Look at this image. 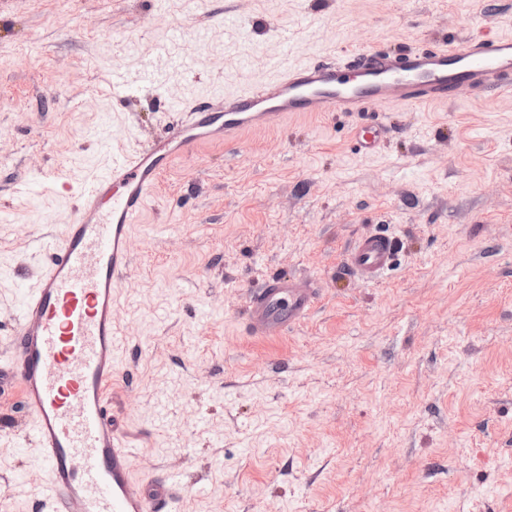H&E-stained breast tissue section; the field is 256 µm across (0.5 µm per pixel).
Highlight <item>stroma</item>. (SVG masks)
<instances>
[{
	"label": "stroma",
	"mask_w": 512,
	"mask_h": 512,
	"mask_svg": "<svg viewBox=\"0 0 512 512\" xmlns=\"http://www.w3.org/2000/svg\"><path fill=\"white\" fill-rule=\"evenodd\" d=\"M479 33H512V0H0V347L30 242L67 223L103 135L135 152L183 123L167 100L258 86L284 55ZM391 121L370 156L344 113L201 144L134 225L117 320L137 385L109 414L182 512H512V92ZM54 172L72 193L42 191ZM378 231L396 258L368 283L346 252ZM277 274L314 279L315 311L248 335L245 294ZM2 482L0 512H32L43 472L11 435Z\"/></svg>",
	"instance_id": "obj_1"
}]
</instances>
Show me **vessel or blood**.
Instances as JSON below:
<instances>
[{
  "label": "vessel or blood",
  "mask_w": 512,
  "mask_h": 512,
  "mask_svg": "<svg viewBox=\"0 0 512 512\" xmlns=\"http://www.w3.org/2000/svg\"><path fill=\"white\" fill-rule=\"evenodd\" d=\"M464 88L512 90V35L285 60L257 87L192 104L179 131L148 148L132 154L113 149L61 233L34 242L42 264L0 359V385L18 386L23 434L44 473L34 512H181L175 479L154 489L138 483L141 451L108 415V389L120 377L125 341L115 314L132 257V229L174 158L199 143H230L306 112L362 117L353 148L371 154L392 132L384 109L445 103ZM395 253L394 238L372 233L354 243L346 264L372 282ZM318 299L313 281L274 275L249 289L242 316L252 335L279 337L306 320Z\"/></svg>",
  "instance_id": "vessel-or-blood-1"
}]
</instances>
